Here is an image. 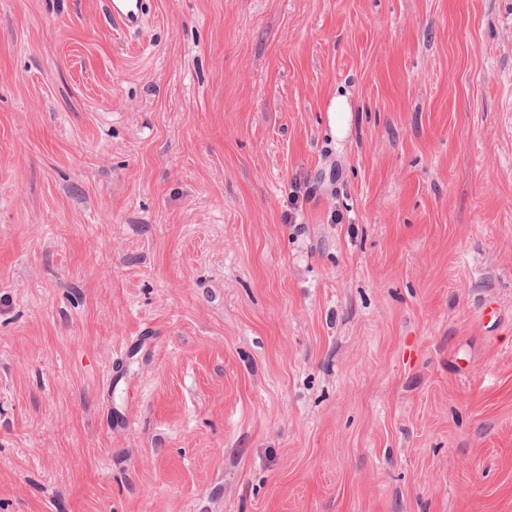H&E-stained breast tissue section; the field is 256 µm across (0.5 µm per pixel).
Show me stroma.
I'll return each mask as SVG.
<instances>
[{
	"instance_id": "stroma-1",
	"label": "stroma",
	"mask_w": 512,
	"mask_h": 512,
	"mask_svg": "<svg viewBox=\"0 0 512 512\" xmlns=\"http://www.w3.org/2000/svg\"><path fill=\"white\" fill-rule=\"evenodd\" d=\"M154 8L0 0V512H512V0ZM104 4L112 27L120 31H129L142 26L149 14L151 0H105Z\"/></svg>"
}]
</instances>
